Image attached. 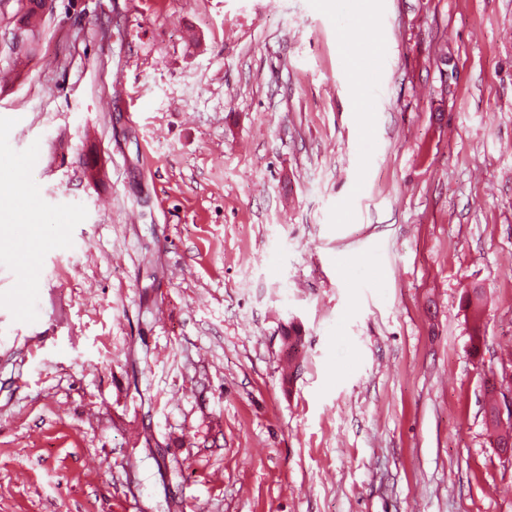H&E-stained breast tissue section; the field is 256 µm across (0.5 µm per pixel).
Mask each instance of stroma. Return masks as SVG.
<instances>
[{
	"label": "stroma",
	"instance_id": "35a3bbf8",
	"mask_svg": "<svg viewBox=\"0 0 512 512\" xmlns=\"http://www.w3.org/2000/svg\"><path fill=\"white\" fill-rule=\"evenodd\" d=\"M21 7L0 512H512V0H51L20 72ZM485 298L482 288H472L462 297V306L467 321L470 323L469 352L477 356L484 345L483 317ZM507 410V417H504V407ZM498 400V403L496 405L495 410L493 411V414H488L487 418L494 420L500 430L502 431V434L505 438L506 447L509 448V446L512 445V402L511 397L507 396L506 399Z\"/></svg>",
	"mask_w": 512,
	"mask_h": 512
}]
</instances>
